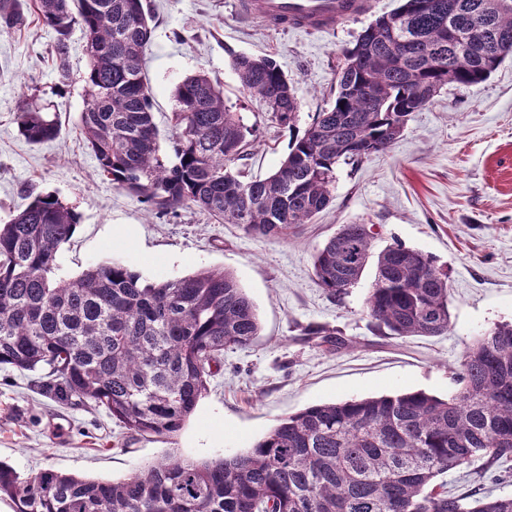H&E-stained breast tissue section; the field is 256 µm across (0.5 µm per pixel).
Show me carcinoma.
Wrapping results in <instances>:
<instances>
[{
  "mask_svg": "<svg viewBox=\"0 0 512 512\" xmlns=\"http://www.w3.org/2000/svg\"><path fill=\"white\" fill-rule=\"evenodd\" d=\"M26 0H0V29L24 20ZM56 34L59 82L69 80V39H85L87 91L79 128L98 173L153 207L195 206L245 233L286 238L332 200L336 167L387 149L408 117L450 84L485 81L512 55V0H401L343 54L332 104L295 128L293 82L270 56L232 59L244 94L288 128V153L268 177L243 181L233 165L253 130L205 73L175 88L174 134L161 150L144 72L152 15L144 0H32ZM31 144L61 125L34 103L16 113ZM77 225L54 195L0 224V366L37 375L41 395L103 407L132 434L170 438L208 390L224 349L260 332L237 278L202 270L146 283L127 265L54 278L57 252ZM365 224H342L313 256L333 299L376 273L368 316L396 338L451 328L448 273L394 243L372 256ZM337 346L336 332L307 329ZM457 388L309 406L278 419L248 449L194 461L173 455L122 479L42 469L27 477L0 461V500L14 512H512V496L448 493L443 475L482 458L512 461V322L466 344Z\"/></svg>",
  "mask_w": 512,
  "mask_h": 512,
  "instance_id": "obj_1",
  "label": "carcinoma"
}]
</instances>
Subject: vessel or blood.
<instances>
[{
	"mask_svg": "<svg viewBox=\"0 0 512 512\" xmlns=\"http://www.w3.org/2000/svg\"><path fill=\"white\" fill-rule=\"evenodd\" d=\"M238 7L243 14L257 16L269 26L285 18L296 28L326 32L341 21L365 13L368 0H239Z\"/></svg>",
	"mask_w": 512,
	"mask_h": 512,
	"instance_id": "vessel-or-blood-1",
	"label": "vessel or blood"
}]
</instances>
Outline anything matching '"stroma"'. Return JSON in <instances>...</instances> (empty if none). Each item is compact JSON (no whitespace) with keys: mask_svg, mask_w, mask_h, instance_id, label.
Masks as SVG:
<instances>
[{"mask_svg":"<svg viewBox=\"0 0 512 512\" xmlns=\"http://www.w3.org/2000/svg\"><path fill=\"white\" fill-rule=\"evenodd\" d=\"M152 11L146 77L162 141L172 136L173 93L205 72L224 101L255 131L244 178L270 174L290 134L259 99L245 95L233 55L272 56L293 80L305 128L328 106L344 51L399 0H370L362 16L328 32L274 30L240 14L235 0H148ZM55 35L35 14L0 32V222L36 196L53 194L79 216L57 252L55 275L120 261L149 282L220 268L233 272L254 303L259 338L224 351V366L182 430L172 438L128 433L104 409H70L41 396L33 377L0 367V461L27 477L53 468L93 480L126 477L175 453L205 460L247 449L278 419L308 406L422 390L453 392L452 371L466 343L512 321V59L485 81L451 84L383 152L336 170L329 208L288 238L246 234L193 206L160 214L142 197L104 180L78 121L86 102L81 31L69 42L70 80L60 83ZM46 105L62 132L28 143L15 123L23 101ZM365 224L372 249L394 242L433 255L448 271L452 325L441 336L381 335L364 310L374 280L331 299L313 274V254L340 225ZM336 330L341 347L325 350L309 327ZM448 491L512 496L504 467L476 461L444 477Z\"/></svg>","mask_w":512,"mask_h":512,"instance_id":"35a3bbf8","label":"stroma"}]
</instances>
